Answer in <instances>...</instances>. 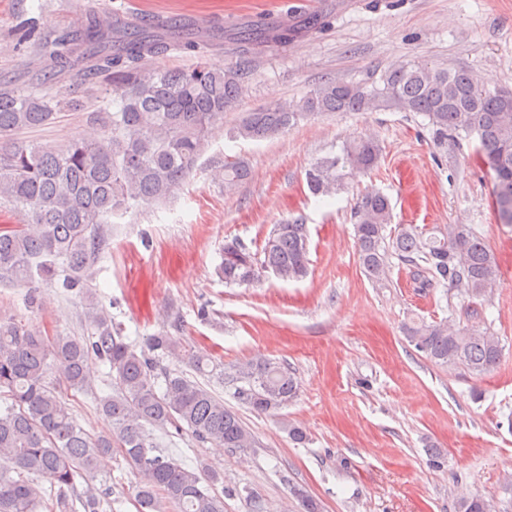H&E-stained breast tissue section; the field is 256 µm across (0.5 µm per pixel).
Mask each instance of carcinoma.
Wrapping results in <instances>:
<instances>
[{
	"label": "carcinoma",
	"mask_w": 512,
	"mask_h": 512,
	"mask_svg": "<svg viewBox=\"0 0 512 512\" xmlns=\"http://www.w3.org/2000/svg\"><path fill=\"white\" fill-rule=\"evenodd\" d=\"M319 24L314 16L289 25L258 21L228 37L246 57ZM211 47L179 23L161 32L134 23L118 26L110 14L94 12L52 42L50 55L63 68L77 66L86 78L109 82L112 111L101 133L56 149L0 147V201L25 215L23 224L0 227V279L27 288L28 303L40 306V288L60 281L85 299L87 331L42 336L20 320L0 317V512H76L77 502L84 512L112 507L105 486L116 452L138 476L137 512H224L220 474L156 452L155 432L173 426L199 444L245 451L256 447L255 436L207 383L224 384L257 415L285 408L299 395L295 371L275 359L224 365L188 352L181 337L167 331L138 346L126 342L89 286L91 268L108 246V217L133 202L163 201L182 186L206 137L245 91L239 67L151 71L147 61L171 49L202 56ZM54 83L55 73L45 71L31 90L0 86L1 140L55 119L49 97ZM387 108L423 116L440 145L462 133L477 136V155L493 172L498 220L512 224V92L489 89L471 70L400 62L371 83L328 79L292 103L272 100L249 113L235 135L271 138L309 115ZM379 157L374 139L353 141L312 165L308 187L331 195L348 176L373 169ZM248 177L241 160H226L213 172L227 191ZM353 219L359 264L375 283L388 280L394 256L414 268L421 289L458 288L480 298L500 283L494 255L467 224L430 235L400 224L389 233L390 201L378 192L361 197ZM308 239L307 225L294 218L274 225L260 252L239 238L227 240L215 273L229 286L251 285L264 272L299 280L308 272ZM404 332L435 365L478 376L492 371L502 353L498 336L488 330L412 319ZM169 356L187 363L192 373L162 367ZM92 357L109 366L111 387L98 398L110 429L97 436L80 425L48 380L53 369L69 389L87 390ZM290 493L301 512H321L320 502L302 486L290 484ZM458 512L496 510L493 501L470 494L459 499Z\"/></svg>",
	"instance_id": "carcinoma-1"
}]
</instances>
